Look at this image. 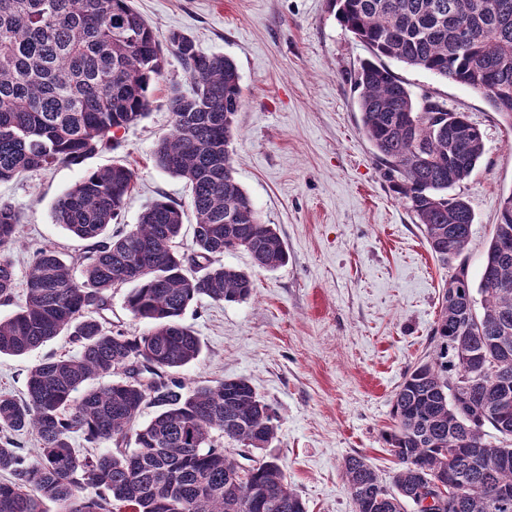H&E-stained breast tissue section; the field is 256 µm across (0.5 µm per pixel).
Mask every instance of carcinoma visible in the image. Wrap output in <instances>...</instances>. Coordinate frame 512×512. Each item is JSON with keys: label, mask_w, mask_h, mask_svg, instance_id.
<instances>
[{"label": "carcinoma", "mask_w": 512, "mask_h": 512, "mask_svg": "<svg viewBox=\"0 0 512 512\" xmlns=\"http://www.w3.org/2000/svg\"><path fill=\"white\" fill-rule=\"evenodd\" d=\"M342 26L369 49L351 76L364 135L406 200L442 265L462 256L474 213L448 190L484 153L464 112L430 97L417 105L384 63L391 59L470 88L512 123V0H332ZM175 56L190 88L167 96L169 133L157 167L186 181L196 214L192 250H179L180 205L148 203L138 224L118 223L136 174L124 164L87 172L52 207L56 223L88 242L81 277L42 248L25 276V300L0 319V356H20L66 334L74 354L49 356L27 377V396L0 393V512H306L273 457L244 467L224 440L270 447L276 415L244 378L185 385L176 373L201 341L183 322L203 298L243 302L252 276L220 262L247 251L255 267L288 262L276 228L261 222L234 177L230 144L242 106L234 61L205 54L182 32L165 41L131 0H0V182L59 164H79L112 145V134L143 120L151 87ZM16 208L0 203V301L16 278ZM125 296L140 334L114 331L100 312L112 289ZM431 358L408 367L392 400L384 440L399 468L382 485L365 459L344 474L362 512H512V191L502 197L478 287L461 262L444 283L431 330ZM110 383L89 386L97 378ZM146 406L158 408L138 424ZM33 431V461L14 435ZM80 436L117 451L83 455ZM448 476L451 493H433ZM433 496L420 507L417 498Z\"/></svg>", "instance_id": "1"}]
</instances>
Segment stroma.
Here are the masks:
<instances>
[{"label": "stroma", "instance_id": "35a3bbf8", "mask_svg": "<svg viewBox=\"0 0 512 512\" xmlns=\"http://www.w3.org/2000/svg\"><path fill=\"white\" fill-rule=\"evenodd\" d=\"M158 39L191 36L207 54L234 60L243 103L235 117L234 176L263 223L288 249L274 271L253 269L240 250L223 263L252 271V296L239 303L201 299L184 322L202 343L180 372L185 384L244 378L277 416L271 447L252 459L276 458L307 512H356L343 475L359 455L384 484L397 465L383 433L405 370L425 359L451 271L430 253L406 202L393 192L361 129L350 74L368 48L338 22L329 0H133ZM415 98L445 100L480 129L484 154L453 194L475 220L464 253L479 281L503 195L512 192V123L470 89L393 61ZM188 87L175 57L152 88L154 106L140 123L78 165H58L0 183V201L21 212L10 256L24 279L37 250L73 262L85 248L52 215L54 201L87 172L118 162L134 169L135 187L121 221L136 224L144 205L165 197L185 212L180 246L190 249L194 213L184 180L156 167L158 138L171 128L170 86ZM60 335L23 356L0 358V392L23 398L28 370L47 356L73 351Z\"/></svg>", "mask_w": 512, "mask_h": 512}]
</instances>
